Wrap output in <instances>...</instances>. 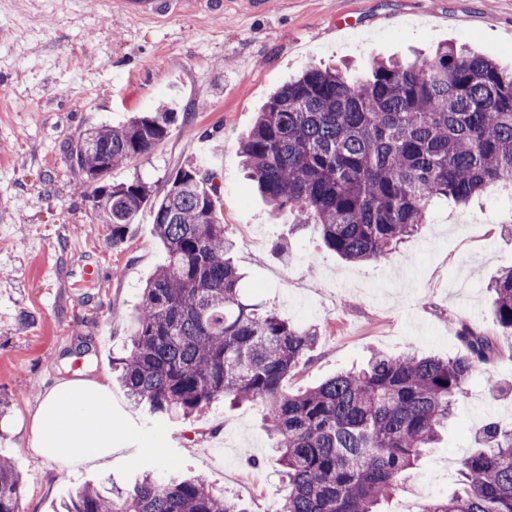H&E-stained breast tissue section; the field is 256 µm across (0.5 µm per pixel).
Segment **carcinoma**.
Here are the masks:
<instances>
[{
	"mask_svg": "<svg viewBox=\"0 0 512 512\" xmlns=\"http://www.w3.org/2000/svg\"><path fill=\"white\" fill-rule=\"evenodd\" d=\"M178 113L162 104L128 124L93 128L72 152L85 180L164 140ZM251 180L274 211L314 224L349 262L380 260L424 223L436 200L467 204L512 186V70L462 48L430 59L375 60L353 77L307 66L273 92L241 139ZM214 176L196 164L169 173L162 195L136 179L102 204L121 240L150 205L165 262L143 288L126 354L114 363L131 400L150 415L201 412L219 399L259 402L288 485L276 512H381L440 440L453 405L512 337V269L490 285L496 332L461 319L453 357L375 352L297 393L286 378L314 350L316 330L261 311L241 294L235 242L217 211ZM485 447L459 462L460 489L419 512H512V424L484 425ZM20 477L0 459V512H21ZM65 512H246L170 465L108 497L85 485Z\"/></svg>",
	"mask_w": 512,
	"mask_h": 512,
	"instance_id": "cac0c4a2",
	"label": "carcinoma"
}]
</instances>
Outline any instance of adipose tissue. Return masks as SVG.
<instances>
[{
  "label": "adipose tissue",
  "instance_id": "1",
  "mask_svg": "<svg viewBox=\"0 0 512 512\" xmlns=\"http://www.w3.org/2000/svg\"><path fill=\"white\" fill-rule=\"evenodd\" d=\"M30 446L73 468L100 465L113 451L112 389L108 381L63 379L40 400Z\"/></svg>",
  "mask_w": 512,
  "mask_h": 512
}]
</instances>
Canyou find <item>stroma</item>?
<instances>
[{"label": "stroma", "instance_id": "1", "mask_svg": "<svg viewBox=\"0 0 512 512\" xmlns=\"http://www.w3.org/2000/svg\"><path fill=\"white\" fill-rule=\"evenodd\" d=\"M465 45L512 68V0H270L256 16L246 0L224 13L130 18L115 0H0V457L21 477L22 512H60L71 488L125 487L177 458L218 495L267 512L282 486L259 403L223 402L162 423L113 385L117 445L107 464L68 469L27 444L45 390L73 372L111 376L133 329L141 290L165 253L142 212L113 241L99 206L84 197L69 153L85 130L123 124L174 104L180 117L148 154L115 168L163 190L189 162L211 172L219 212L236 243L242 294L290 322L316 327L318 343L286 386L298 392L371 352L458 350L455 319L493 330L489 281L512 269V192L492 189L469 207L439 201L419 232L385 259L348 263L314 225L271 214L241 165L240 139L270 94L308 64L429 57ZM287 239L288 251L274 249ZM100 262L98 281L83 280ZM499 382L489 390L486 374ZM512 422V339L477 370L441 441L385 507L456 487V460L475 451L488 421Z\"/></svg>", "mask_w": 512, "mask_h": 512}]
</instances>
